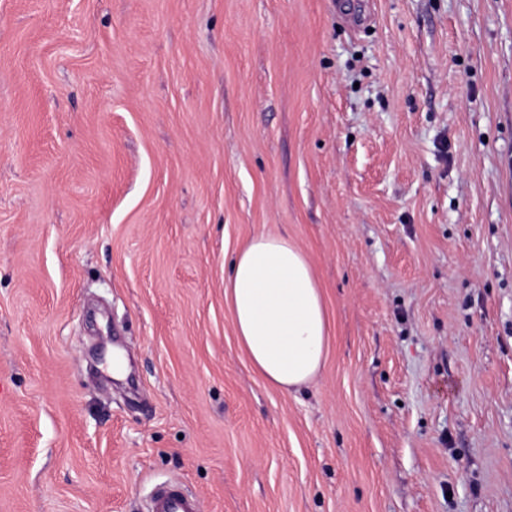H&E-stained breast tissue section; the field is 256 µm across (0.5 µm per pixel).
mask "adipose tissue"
<instances>
[{
    "label": "adipose tissue",
    "mask_w": 512,
    "mask_h": 512,
    "mask_svg": "<svg viewBox=\"0 0 512 512\" xmlns=\"http://www.w3.org/2000/svg\"><path fill=\"white\" fill-rule=\"evenodd\" d=\"M224 297L239 342L272 386L293 392L317 377L329 322L311 264L293 241L261 234L246 242L230 261Z\"/></svg>",
    "instance_id": "adipose-tissue-1"
}]
</instances>
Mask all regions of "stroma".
I'll return each instance as SVG.
<instances>
[{
	"label": "stroma",
	"instance_id": "35a3bbf8",
	"mask_svg": "<svg viewBox=\"0 0 512 512\" xmlns=\"http://www.w3.org/2000/svg\"><path fill=\"white\" fill-rule=\"evenodd\" d=\"M288 236L300 391L224 273ZM512 512V0H0V512ZM235 334L255 369L293 392L319 374L330 341L321 288L288 237L261 234L232 257L224 277ZM151 512H201L199 501L177 484L158 489L151 500Z\"/></svg>",
	"mask_w": 512,
	"mask_h": 512
}]
</instances>
